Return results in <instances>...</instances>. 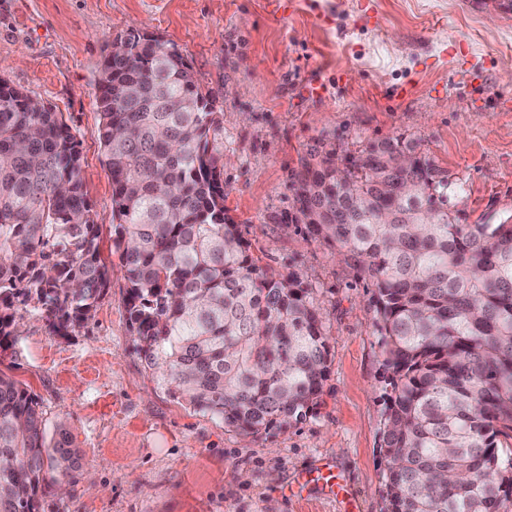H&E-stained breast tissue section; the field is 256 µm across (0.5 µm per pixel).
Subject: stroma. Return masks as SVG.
I'll use <instances>...</instances> for the list:
<instances>
[{"instance_id":"1","label":"stroma","mask_w":512,"mask_h":512,"mask_svg":"<svg viewBox=\"0 0 512 512\" xmlns=\"http://www.w3.org/2000/svg\"><path fill=\"white\" fill-rule=\"evenodd\" d=\"M175 44L220 114L224 206L263 269L301 271L329 373L300 422L246 436L172 394L136 352L98 139L113 40ZM62 113L81 155L109 283L68 336L25 315L0 373L65 429L79 467L40 512H383L386 378L374 289L285 222L301 159L403 138L448 176L467 223L512 216V11L491 0H0V80ZM102 488L85 490L88 475Z\"/></svg>"}]
</instances>
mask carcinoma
<instances>
[{
    "label": "carcinoma",
    "instance_id": "cac0c4a2",
    "mask_svg": "<svg viewBox=\"0 0 512 512\" xmlns=\"http://www.w3.org/2000/svg\"><path fill=\"white\" fill-rule=\"evenodd\" d=\"M106 56L98 137L137 353L173 393L257 435L318 404L322 317L299 274L268 272L224 213L210 133L219 113L176 45L130 32ZM0 92V349L23 314L67 336L107 287L78 143L60 112ZM308 236L375 288L389 392L380 430L385 512H512V224H462L448 176L399 138L290 175ZM76 469L38 401L0 374V512H38L47 478Z\"/></svg>",
    "mask_w": 512,
    "mask_h": 512
}]
</instances>
